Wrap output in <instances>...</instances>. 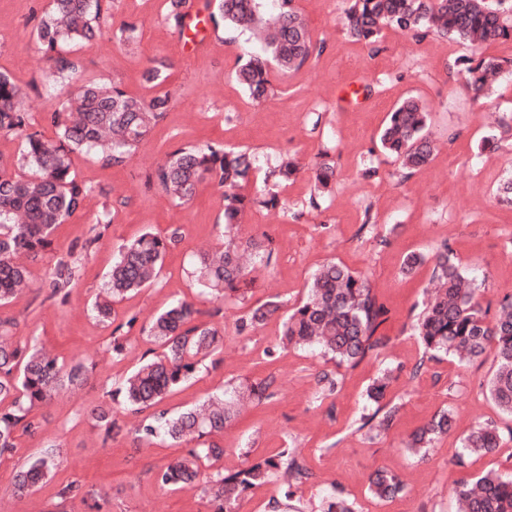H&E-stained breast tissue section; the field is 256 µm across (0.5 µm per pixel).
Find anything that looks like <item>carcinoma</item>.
I'll use <instances>...</instances> for the list:
<instances>
[{
    "label": "carcinoma",
    "instance_id": "cac0c4a2",
    "mask_svg": "<svg viewBox=\"0 0 512 512\" xmlns=\"http://www.w3.org/2000/svg\"><path fill=\"white\" fill-rule=\"evenodd\" d=\"M343 25L359 41L373 44L386 28L404 33H431L450 40L483 46L498 40H512V7L505 0H348ZM263 0H206L212 27L251 31L264 47V54L239 57L235 79L252 98L261 103L275 94L269 79V61L285 71L312 65L324 51V43L313 40L294 0H276L274 11L261 14ZM191 0H165L164 20L184 34L191 14ZM102 0H49L34 37L49 62L53 80L72 86L61 108L46 116L55 128L47 137L35 129L31 115L14 79L0 71V133L21 138L19 155L10 160L0 156V305L29 288L31 269L20 260H35L52 246L56 228L85 208L93 189L79 181L72 170L73 156L92 154L103 164L127 162L150 130L170 111L172 96L166 89L172 64L154 59L142 71L149 97L128 94L117 84L81 80L83 62L77 50L101 32ZM116 41L133 45L134 23L122 24L114 33ZM465 83L480 97L493 80L503 78L506 61L494 56L457 61ZM429 111L418 100L408 98L388 113L376 146L391 155L409 172L430 162L433 142L428 132ZM255 159L228 150L220 144L181 147L167 154L149 180L179 205L193 200L199 187L210 182L222 190L224 201V243L199 253L192 277L201 294L222 301L244 297L241 284L258 266L271 260L266 238L240 241L233 230L254 206L276 208L280 189L299 167L291 157L280 158L264 173L263 189L248 192ZM336 173L334 163L322 160L314 175L309 205L330 187ZM172 239L151 231L121 244L107 280L94 302L93 311L103 324L114 323L113 303L152 284L163 264ZM436 288L425 293L412 328L424 347L425 358L416 363L413 374L425 368V359L440 354L461 363L493 357V372L487 392L502 412L512 416V296L498 302L493 319L491 307L483 306L481 289L470 272L456 261L453 249L442 244L433 256ZM76 266L60 259L48 278L46 299H65L73 286ZM282 304L270 299L253 306L236 323L237 333L247 335L267 321H281V343L285 347H313L336 365L355 368L368 357H377L388 343L378 336L387 310L369 282L341 263L323 265L311 278L307 297L286 313ZM15 323L0 317V457L13 455L19 433L38 428L32 412L46 405L64 390L86 385L89 371L84 362L63 365L37 345L23 343L13 334ZM122 325L112 329L109 351L114 358L128 354L130 343ZM147 336L161 349L140 363L112 389L110 401L93 407L88 417L103 433L114 439L126 433L114 415L118 403L133 414L158 407L165 398L201 369L217 363L214 356L224 349V330L203 319V312L187 300H177L153 314ZM390 371L379 373L366 391L375 410L361 417L358 429L367 433L388 431L401 405L385 401ZM270 384L239 385L214 393L183 411L161 410L146 418L134 431V440L155 439L182 447L157 473V482L178 490L199 491L213 512H239L245 495L258 487L276 484L285 499L295 495L311 477L309 469L294 451L260 458L235 471L219 466L224 458L221 437L224 428L243 409L260 401ZM453 428L450 413L434 415L417 428L406 444L415 456ZM502 436L492 422L477 424L460 437L454 465L465 468L473 457L492 454L501 447ZM60 467L54 448H44L28 457L15 471V492L26 496L48 483ZM404 491V483L393 471L379 470L369 478V492L379 499H392ZM459 512H512V477L489 472L458 483L455 490ZM324 512H357L354 503L331 487L324 496Z\"/></svg>",
    "mask_w": 512,
    "mask_h": 512
}]
</instances>
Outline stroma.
<instances>
[{
    "mask_svg": "<svg viewBox=\"0 0 512 512\" xmlns=\"http://www.w3.org/2000/svg\"><path fill=\"white\" fill-rule=\"evenodd\" d=\"M47 4L0 0V70L22 87L26 109L50 136L54 129L44 117L60 107L68 88L52 81L32 33ZM163 4L108 0L101 35L79 50L84 77L115 81L135 95L144 92L140 76L146 64L169 60L173 104L124 165L74 157L77 178L93 193L83 211L58 226L51 251L32 264L33 289L0 307V316L16 319L20 340L35 339L60 361L77 358L91 368L88 384L61 392L39 408V430L20 435L17 452L0 459V495H11L12 512H209L199 493L156 484L154 472L176 455V448L160 442L139 446L127 436L103 440L87 417L140 359L154 356L157 347L143 333L142 321L181 298L223 327L224 350L217 367L201 370L170 394L163 409L177 412L232 385L271 381V396L247 407L225 428L224 468L238 469L248 458L294 448L319 476L318 484L300 486L290 500L270 487L252 491L242 512H321L324 490L332 484L356 501L359 512H458L454 489L459 481L490 471L512 474L508 440L498 453L467 468L453 465L459 436L485 422L508 432L512 416L500 412L486 392L491 358L462 365L443 356L428 362L422 376L412 377L423 353L411 331L413 309L431 283L432 267L426 264L407 275L402 262L412 252L435 253L445 242L482 284L484 298L512 294V208L496 197L498 184L512 178V77L477 99L454 66L458 58L481 52L512 59V41L478 49L388 29L374 50L345 33L344 0H295L313 39L325 41L327 50L315 65L298 71L271 69L277 92L257 103L233 78L239 56L260 50L252 34L216 31L207 24L200 41L192 42L165 22ZM125 21L136 23L139 31L130 48L112 38ZM367 83L378 85V93L347 97V90ZM410 95L420 97L431 113L437 151L427 166L405 177L399 162L375 151L374 142L388 112ZM490 133L501 149L481 150L482 137ZM209 142L250 152L263 170L286 154L302 166L296 181L281 189L279 208L251 210L239 227L240 238L266 235L274 248L269 266L254 272L243 301L211 300L191 276L197 255L221 240V190L203 184L189 204L179 205L148 180L169 152ZM324 154L334 161L336 177L313 208L314 165ZM370 166L377 168L376 176H364ZM105 212L114 219L99 224ZM147 231L176 234L177 242L157 282L115 304L117 322L139 318L127 333L130 352L116 360L105 352L111 329L98 322L92 305L118 246ZM69 254L77 260L76 286L66 300L45 299L39 285L56 260ZM331 260L368 279L378 293L388 315L377 333L389 344L379 358L345 370L336 397L322 402L318 376L335 372L334 363L309 348L282 347L278 320L242 336L235 325L256 303L273 297L290 306L299 302L312 274ZM386 369L394 375L387 396L401 410L386 434L371 439L358 426L361 416L374 410L366 390ZM444 410L454 418L453 430L425 457L410 454L404 446L409 435ZM48 447L60 453L54 479L30 495H14L15 468ZM380 468L401 476L406 488L400 497L371 496L368 477ZM74 480L84 494L60 499L59 486Z\"/></svg>",
    "mask_w": 512,
    "mask_h": 512,
    "instance_id": "stroma-1",
    "label": "stroma"
}]
</instances>
